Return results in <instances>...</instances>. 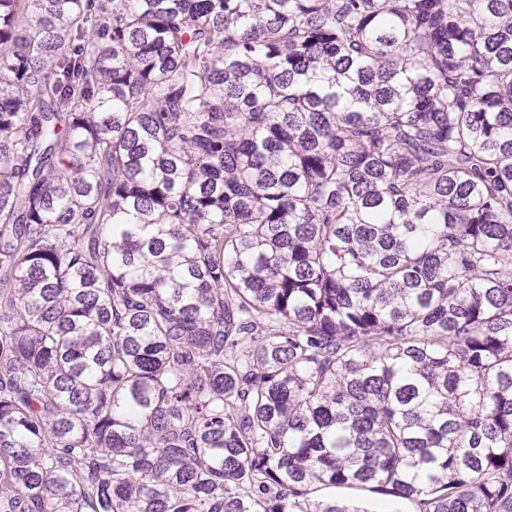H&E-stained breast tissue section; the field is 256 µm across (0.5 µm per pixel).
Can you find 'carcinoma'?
Listing matches in <instances>:
<instances>
[{
	"label": "carcinoma",
	"mask_w": 512,
	"mask_h": 512,
	"mask_svg": "<svg viewBox=\"0 0 512 512\" xmlns=\"http://www.w3.org/2000/svg\"><path fill=\"white\" fill-rule=\"evenodd\" d=\"M512 512V0H0V512ZM319 495H336V499H356L368 501L367 507L372 510H397L405 512L410 510L407 503L388 496L374 494L368 491L346 488H330L319 491Z\"/></svg>",
	"instance_id": "1"
}]
</instances>
